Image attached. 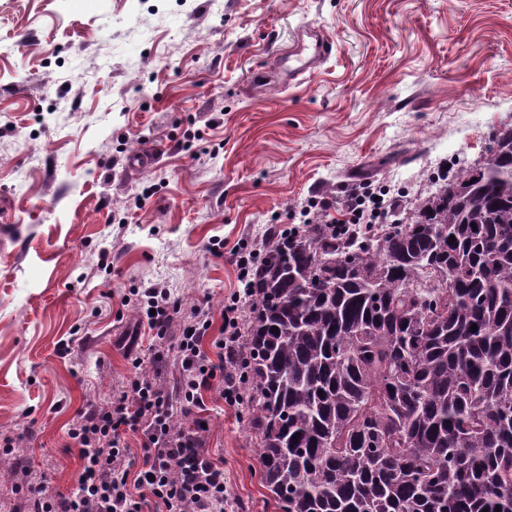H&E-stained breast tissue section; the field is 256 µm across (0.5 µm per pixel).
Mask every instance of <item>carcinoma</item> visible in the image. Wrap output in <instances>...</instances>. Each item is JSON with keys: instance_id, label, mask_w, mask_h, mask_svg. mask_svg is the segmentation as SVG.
I'll return each mask as SVG.
<instances>
[{"instance_id": "carcinoma-1", "label": "carcinoma", "mask_w": 512, "mask_h": 512, "mask_svg": "<svg viewBox=\"0 0 512 512\" xmlns=\"http://www.w3.org/2000/svg\"><path fill=\"white\" fill-rule=\"evenodd\" d=\"M391 216L266 235L238 351L259 483L274 512H512V126Z\"/></svg>"}]
</instances>
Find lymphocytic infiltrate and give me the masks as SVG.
Here are the masks:
<instances>
[{"label": "lymphocytic infiltrate", "instance_id": "f902f5d3", "mask_svg": "<svg viewBox=\"0 0 512 512\" xmlns=\"http://www.w3.org/2000/svg\"><path fill=\"white\" fill-rule=\"evenodd\" d=\"M383 212V201L364 192L345 195L339 210L344 224H376ZM136 295L152 333V357L146 361L132 356L134 371L126 386L73 422L70 436L80 461L76 485L66 496L37 489L33 512H222L227 495L224 465L207 448V424L197 412L204 407V393L217 384L228 406L240 402L241 388L231 377L241 334L238 299L233 296L225 303L223 324L217 329L201 309L181 318L182 305L164 283H148ZM175 324L181 330V372L171 394L160 377ZM177 397L193 414L184 428L168 423ZM130 432L140 437L142 462L137 466L126 443Z\"/></svg>", "mask_w": 512, "mask_h": 512}]
</instances>
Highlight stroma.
<instances>
[{
  "label": "stroma",
  "instance_id": "1",
  "mask_svg": "<svg viewBox=\"0 0 512 512\" xmlns=\"http://www.w3.org/2000/svg\"><path fill=\"white\" fill-rule=\"evenodd\" d=\"M305 23L336 52L288 87ZM510 125L512 0H0V512L73 489V421L129 379L122 336L150 346L143 282L221 326L240 248L364 182L407 205ZM204 402L228 512H267L236 409Z\"/></svg>",
  "mask_w": 512,
  "mask_h": 512
}]
</instances>
